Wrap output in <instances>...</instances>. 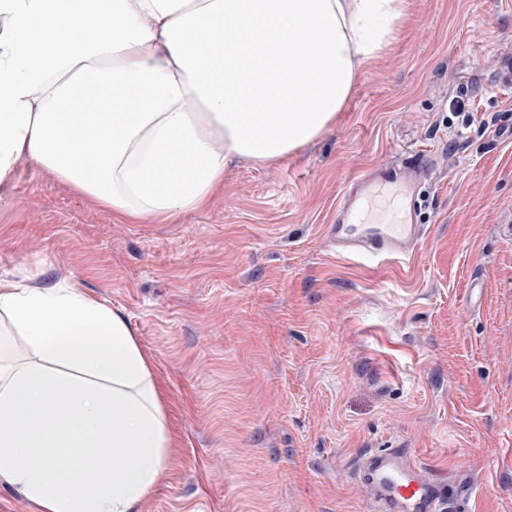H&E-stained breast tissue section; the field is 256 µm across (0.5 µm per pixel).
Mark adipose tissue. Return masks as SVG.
<instances>
[{"instance_id": "ef3b65f1", "label": "adipose tissue", "mask_w": 512, "mask_h": 512, "mask_svg": "<svg viewBox=\"0 0 512 512\" xmlns=\"http://www.w3.org/2000/svg\"><path fill=\"white\" fill-rule=\"evenodd\" d=\"M408 0H0V202L25 160L124 224L207 207L231 159L321 136ZM223 151H216V142ZM0 485L37 512H137L172 448L129 323L78 283L0 278Z\"/></svg>"}]
</instances>
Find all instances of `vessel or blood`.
I'll use <instances>...</instances> for the list:
<instances>
[{
	"instance_id": "1",
	"label": "vessel or blood",
	"mask_w": 512,
	"mask_h": 512,
	"mask_svg": "<svg viewBox=\"0 0 512 512\" xmlns=\"http://www.w3.org/2000/svg\"><path fill=\"white\" fill-rule=\"evenodd\" d=\"M429 165L416 153L354 178L336 206L327 242L337 253L354 258L406 260L425 235L417 221L418 190ZM395 188L399 208L395 219L373 216L371 206L386 188ZM373 512H444L438 478L407 448L394 445L359 456L354 471Z\"/></svg>"
}]
</instances>
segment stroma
<instances>
[{"mask_svg":"<svg viewBox=\"0 0 512 512\" xmlns=\"http://www.w3.org/2000/svg\"><path fill=\"white\" fill-rule=\"evenodd\" d=\"M509 49L512 0H409L320 138L233 162L174 224L117 223L19 162L0 276L80 282L162 384L175 446L139 512H371L355 461L398 444L448 512H512V87L494 78ZM419 151L411 262L336 254L345 183Z\"/></svg>","mask_w":512,"mask_h":512,"instance_id":"stroma-1","label":"stroma"}]
</instances>
